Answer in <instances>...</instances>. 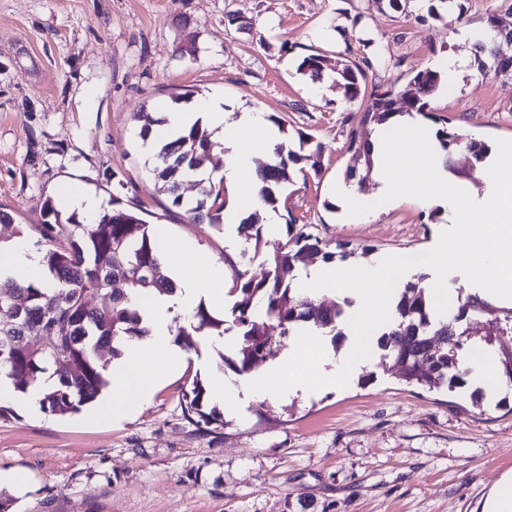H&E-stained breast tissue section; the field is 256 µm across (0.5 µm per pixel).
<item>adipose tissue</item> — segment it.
<instances>
[{
    "label": "adipose tissue",
    "instance_id": "obj_1",
    "mask_svg": "<svg viewBox=\"0 0 512 512\" xmlns=\"http://www.w3.org/2000/svg\"><path fill=\"white\" fill-rule=\"evenodd\" d=\"M162 135L179 134L195 122L206 123L224 135V166L216 176L232 187L233 198L224 209V221L239 224L256 210L265 214L266 233L278 234L277 211L264 208L256 178V159L272 163L280 137L265 112L254 108L231 117L221 102L203 100L192 107L167 111ZM378 161L376 194L393 200L421 199L446 206L455 217L443 245L428 255L436 278L430 296L437 316L448 317V297L455 275H464L484 295L512 305V165L502 158H486L480 178L483 194L448 176L444 155L434 131L417 114L395 116L390 126L377 129L371 138ZM181 275L169 297H152L140 305L147 336L123 342L122 355L112 369L110 415H123L151 397L156 379L176 365L171 340L174 314L190 315L199 302L224 305V266L208 261L204 275L188 267V249L170 243L163 254Z\"/></svg>",
    "mask_w": 512,
    "mask_h": 512
}]
</instances>
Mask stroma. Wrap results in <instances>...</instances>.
I'll list each match as a JSON object with an SVG mask.
<instances>
[{
	"label": "stroma",
	"mask_w": 512,
	"mask_h": 512,
	"mask_svg": "<svg viewBox=\"0 0 512 512\" xmlns=\"http://www.w3.org/2000/svg\"><path fill=\"white\" fill-rule=\"evenodd\" d=\"M464 27L496 16L512 30V0H454ZM379 0H0V239L44 221L43 203L75 182L104 202L137 207L153 231L223 261L245 247L237 229L191 222L159 192L136 135L134 112L159 111L175 92L223 99L234 110L283 117L320 150L321 171L280 194L282 220L328 249L351 243L357 261L430 249L450 227L447 209L417 201L375 203L367 223L345 218L335 188L365 164L349 149L359 102L333 83L351 62L380 57L365 90L398 88L438 57L468 63L429 102L459 138L448 163L470 169L467 145L512 140V77L485 72L474 44L447 20L420 22ZM325 56L319 92L298 65ZM182 367L150 402L118 419L101 403L65 416L14 406L0 419V470L27 486H0L9 512H482L512 474V392L474 397L473 386L405 384L394 358L372 349L339 390L260 401L240 392L220 425L187 417L194 378L223 373L233 348L199 336L180 347Z\"/></svg>",
	"instance_id": "35a3bbf8"
}]
</instances>
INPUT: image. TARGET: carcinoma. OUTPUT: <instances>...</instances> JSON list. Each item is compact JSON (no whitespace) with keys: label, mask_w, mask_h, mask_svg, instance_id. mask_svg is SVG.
<instances>
[{"label":"carcinoma","mask_w":512,"mask_h":512,"mask_svg":"<svg viewBox=\"0 0 512 512\" xmlns=\"http://www.w3.org/2000/svg\"><path fill=\"white\" fill-rule=\"evenodd\" d=\"M497 40L488 47L480 45L493 59L494 74L512 77V55L500 52V42H512V32L496 33ZM325 58L311 54L302 59L298 70L320 80L324 73ZM361 68L345 66L339 72L349 101L361 94ZM441 84L438 72L426 69L417 72L399 90L374 89L368 99L361 102L363 110L360 128L352 131L349 149L365 159L366 173H371L373 162L369 150V136L374 127L385 123L393 114L392 101L398 94L409 101L411 107L423 116L429 98ZM138 135L143 142L158 127L166 123L162 112H137ZM438 141L445 156L459 146L456 136L443 127L438 130ZM155 165L152 169L156 183L167 194L172 204L186 208L189 218L206 222L222 229L226 197L223 182L210 177L197 180L198 193L194 201L184 202L180 185L190 173L201 170L203 158L224 151V143L216 131L196 123L188 131L154 145ZM277 161L259 171L263 183L262 202L277 208L282 187L295 173L303 171L301 163L320 168V154H300L283 148L276 151ZM47 220L42 224H27L18 235L39 236L43 246L41 262L46 280L36 284L26 280L0 278V378L12 381L14 388L26 392L48 377L53 384L47 388L40 404L55 415L76 413L86 404L96 401L110 387L108 363L98 352L107 347L112 358L121 356L118 344L128 337L148 333L136 309V299H148V291L171 295L175 283L162 272L161 244L156 235L139 215L128 208H112L100 213L92 224H83L75 216L62 218L51 200L43 204ZM239 233L247 242H254V253H259L263 236L258 216H250L239 225ZM286 240L277 242L266 253L270 266L268 275L256 279L245 266L229 262L232 276L231 291L237 299L231 308L232 326L240 336L237 357L231 366L239 374H247L266 360L271 339L265 335L260 319L276 320L288 334L299 324L310 323L329 330L338 337V328L344 313L339 303L325 306L299 295L292 288V280L299 265L312 256L324 261H345L353 253L348 242L336 243V250L325 249L319 236L303 230L294 231V224H286ZM101 295L108 299L102 308L88 305L87 298ZM484 307L476 296L458 300L448 322L435 321L426 288L410 283L399 294L396 316L383 327L377 346L395 358L401 367L400 379L407 384L437 389L443 385L453 390L466 384L468 370L461 368L457 349L462 347L464 328L470 318ZM209 335H224V320L210 314L205 305L193 312L189 326L180 325L174 342L189 346V336L203 331ZM39 332L49 337L40 347L29 344L28 337ZM512 333V308L503 311L501 318L483 331L484 342L492 344L495 337ZM184 411L195 415L206 425L224 423L216 409H206V388L199 380L184 393Z\"/></svg>","instance_id":"carcinoma-1"}]
</instances>
